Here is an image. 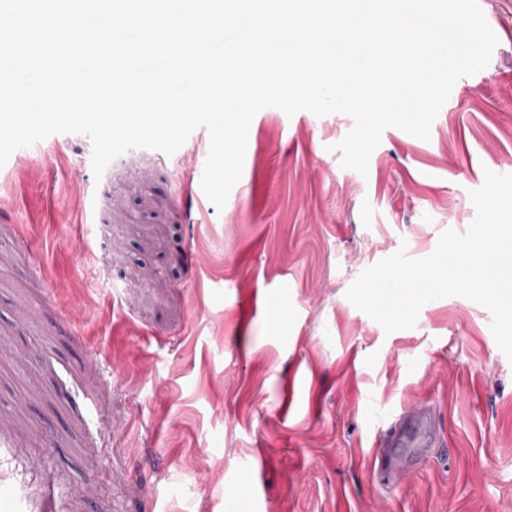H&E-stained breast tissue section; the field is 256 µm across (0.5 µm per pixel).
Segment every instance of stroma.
I'll use <instances>...</instances> for the list:
<instances>
[{
	"label": "stroma",
	"mask_w": 512,
	"mask_h": 512,
	"mask_svg": "<svg viewBox=\"0 0 512 512\" xmlns=\"http://www.w3.org/2000/svg\"><path fill=\"white\" fill-rule=\"evenodd\" d=\"M429 140L386 129L343 168V113L253 118L223 209L207 130L102 177L57 133L0 167V487L19 512H512V361L461 296L385 332L367 268L465 233L512 174V0ZM430 409L441 447L393 479L370 404Z\"/></svg>",
	"instance_id": "stroma-1"
}]
</instances>
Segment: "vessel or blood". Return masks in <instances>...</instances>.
Masks as SVG:
<instances>
[{
  "label": "vessel or blood",
  "instance_id": "obj_1",
  "mask_svg": "<svg viewBox=\"0 0 512 512\" xmlns=\"http://www.w3.org/2000/svg\"><path fill=\"white\" fill-rule=\"evenodd\" d=\"M386 427V465L398 472L405 468L409 455H423L436 441L434 421L428 411H404L386 414L380 419Z\"/></svg>",
  "mask_w": 512,
  "mask_h": 512
}]
</instances>
